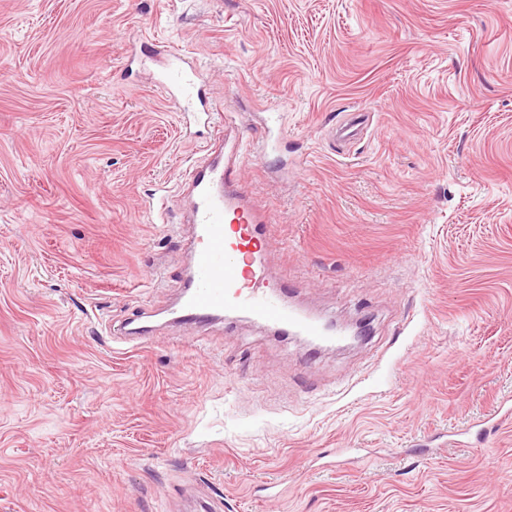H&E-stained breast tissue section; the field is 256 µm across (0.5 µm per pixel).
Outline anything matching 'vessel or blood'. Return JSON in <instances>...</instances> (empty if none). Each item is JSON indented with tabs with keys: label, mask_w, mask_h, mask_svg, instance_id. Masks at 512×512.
<instances>
[{
	"label": "vessel or blood",
	"mask_w": 512,
	"mask_h": 512,
	"mask_svg": "<svg viewBox=\"0 0 512 512\" xmlns=\"http://www.w3.org/2000/svg\"><path fill=\"white\" fill-rule=\"evenodd\" d=\"M269 133L246 141L236 134L207 165L195 170L187 183L192 199L194 240L184 290L170 313L174 321L206 324L229 316H246L286 334L319 342L339 341L338 332L288 301L281 286L265 274L257 253L269 233L263 211L240 186V164L248 157L265 159ZM145 314L121 327L125 340H147L152 329Z\"/></svg>",
	"instance_id": "b4317fda"
}]
</instances>
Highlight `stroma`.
I'll return each mask as SVG.
<instances>
[{"mask_svg": "<svg viewBox=\"0 0 512 512\" xmlns=\"http://www.w3.org/2000/svg\"><path fill=\"white\" fill-rule=\"evenodd\" d=\"M172 47L214 111L281 113L263 264L361 345L168 321L210 137ZM511 397L512 0H0V512H512V421L474 430ZM167 68L170 69V73L168 75L170 84L176 87L179 91V97H175L176 102H174V104L176 105V103H178L183 108L188 107L193 96V81L182 73V71L173 69L171 61L167 65ZM149 316L146 312H141L136 317L128 319V321L119 329L118 336L120 339L125 340H147L153 332V329L144 325L145 320Z\"/></svg>", "mask_w": 512, "mask_h": 512, "instance_id": "1", "label": "stroma"}]
</instances>
